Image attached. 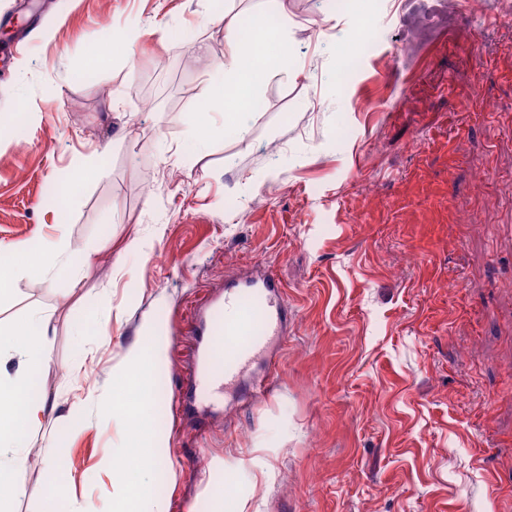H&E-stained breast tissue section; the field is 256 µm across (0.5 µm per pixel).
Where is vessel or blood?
<instances>
[{
  "label": "vessel or blood",
  "mask_w": 512,
  "mask_h": 512,
  "mask_svg": "<svg viewBox=\"0 0 512 512\" xmlns=\"http://www.w3.org/2000/svg\"><path fill=\"white\" fill-rule=\"evenodd\" d=\"M198 344L186 374L190 401H213L219 392L246 394L258 360L287 334L288 306L281 282L272 275L225 285L223 295L206 300Z\"/></svg>",
  "instance_id": "vessel-or-blood-1"
}]
</instances>
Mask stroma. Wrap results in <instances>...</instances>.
<instances>
[{
	"instance_id": "35a3bbf8",
	"label": "stroma",
	"mask_w": 512,
	"mask_h": 512,
	"mask_svg": "<svg viewBox=\"0 0 512 512\" xmlns=\"http://www.w3.org/2000/svg\"><path fill=\"white\" fill-rule=\"evenodd\" d=\"M21 2L0 0L14 34L0 43V243L62 237L98 253L77 289L42 264L0 294V335L34 313L55 329L29 373L57 409L12 447L25 462L11 512H40L53 488L60 512H123L134 482L100 460L128 426L103 425L96 405L126 383L147 321L170 343L151 415L160 464L136 512H500L512 498V0L480 14L469 0H235L240 16L287 19L267 40L288 54L262 73L257 122L213 107L200 147L190 119L225 52L214 0ZM365 25L372 40L343 68ZM119 34L131 47L93 66ZM78 165L94 171L62 194ZM259 270L288 302L267 390L192 409L189 310Z\"/></svg>"
}]
</instances>
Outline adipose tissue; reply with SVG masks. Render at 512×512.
I'll return each mask as SVG.
<instances>
[{"instance_id":"adipose-tissue-1","label":"adipose tissue","mask_w":512,"mask_h":512,"mask_svg":"<svg viewBox=\"0 0 512 512\" xmlns=\"http://www.w3.org/2000/svg\"><path fill=\"white\" fill-rule=\"evenodd\" d=\"M224 26V41L228 47L224 55V81L213 86L208 95L211 103L233 108L236 115L252 113V91L260 74L255 68V61L267 55L268 48L262 37H255L252 44H244L236 29V17L224 13L220 18ZM11 257L9 268H0V293L7 290L14 275L20 274L33 266L36 258L56 259L67 250L66 241L48 243L42 253H34L26 244L7 245ZM52 333L49 317H28L25 326L16 340L9 343V355L0 354V364L6 357L17 360L18 375L14 378H0V447L8 448L15 441L27 434L42 418L56 409L55 404L47 400L29 398L20 388L19 376L32 364L46 361L49 337ZM167 337H159L149 346L133 345L127 353L129 364L134 367L132 389L142 394L141 400L132 406H125L126 391L113 393L106 401L98 405V416L102 419L112 418L118 408H125L128 418L138 421L141 428L139 436L131 441L125 452L124 461H117L113 456H104L102 463L106 471L123 470L124 466L153 463L157 451L149 432V424L143 419V412L152 403V393L158 371L167 362Z\"/></svg>"}]
</instances>
